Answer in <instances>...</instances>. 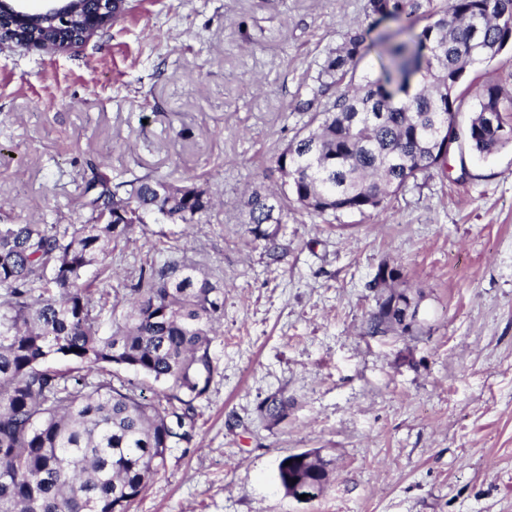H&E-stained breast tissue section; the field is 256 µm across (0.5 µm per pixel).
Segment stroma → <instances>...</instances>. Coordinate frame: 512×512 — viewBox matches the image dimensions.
<instances>
[{"label": "stroma", "instance_id": "obj_1", "mask_svg": "<svg viewBox=\"0 0 512 512\" xmlns=\"http://www.w3.org/2000/svg\"><path fill=\"white\" fill-rule=\"evenodd\" d=\"M366 4L126 0L73 50L0 49V224L91 222L94 163L116 183L196 176L216 200L189 227L147 215L111 274L84 272L112 292L176 254L224 291L191 439L132 512H512V144L450 157L378 213L291 205L265 227L274 251L250 231L247 198L279 188L273 155L333 100L312 91L351 27L370 30L358 75L379 71ZM385 263L412 333L367 332ZM309 449L330 482L298 501L278 463Z\"/></svg>", "mask_w": 512, "mask_h": 512}]
</instances>
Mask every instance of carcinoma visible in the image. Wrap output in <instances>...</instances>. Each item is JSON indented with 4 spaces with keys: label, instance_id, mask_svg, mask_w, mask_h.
<instances>
[{
    "label": "carcinoma",
    "instance_id": "1",
    "mask_svg": "<svg viewBox=\"0 0 512 512\" xmlns=\"http://www.w3.org/2000/svg\"><path fill=\"white\" fill-rule=\"evenodd\" d=\"M369 0L376 21L399 23L379 37L386 63L376 77L356 79L369 31L351 28L321 66V95L346 83L330 106L316 112L314 128L274 155L289 193L249 196L251 233L275 246L261 230L280 224L288 196L320 215L374 212L408 179L447 165L437 142L442 124L458 121L456 86L467 70L491 62L512 40V0ZM424 17L433 21L420 31ZM456 149L491 154L512 143V89L486 84ZM91 224H0V512H130L132 504L165 469L194 402L213 374L210 348L224 312L222 289L179 256L140 269L112 300L111 331L93 313L94 289L82 281L85 267L112 270V252L131 242L147 214L170 224L192 225L208 216L213 197L195 183L149 175L116 185L95 172L87 185ZM402 276L383 264L373 287L390 289ZM403 323V309L377 304L368 321L372 335ZM75 367L61 370L56 361ZM125 368L164 385L148 398L130 383L91 384L81 371ZM288 399L266 398L261 414L286 416ZM290 465H285V462ZM316 485L330 478L315 450L289 454L278 464L289 481Z\"/></svg>",
    "mask_w": 512,
    "mask_h": 512
}]
</instances>
